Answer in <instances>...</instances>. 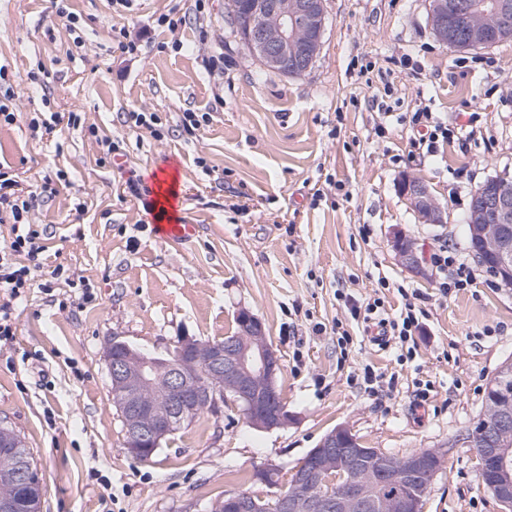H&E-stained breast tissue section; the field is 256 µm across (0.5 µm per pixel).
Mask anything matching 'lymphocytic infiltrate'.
I'll use <instances>...</instances> for the list:
<instances>
[{
    "label": "lymphocytic infiltrate",
    "mask_w": 512,
    "mask_h": 512,
    "mask_svg": "<svg viewBox=\"0 0 512 512\" xmlns=\"http://www.w3.org/2000/svg\"><path fill=\"white\" fill-rule=\"evenodd\" d=\"M409 152L435 154L440 144L454 139L453 129L439 122L428 108L419 107L408 118ZM64 173L44 177L37 186L23 185L11 168L0 164V223L8 225L9 237L0 244V342L15 336L13 303L32 287L52 289L64 273L63 265L47 268L44 254L52 234L48 225L29 220L36 202L59 193Z\"/></svg>",
    "instance_id": "f902f5d3"
}]
</instances>
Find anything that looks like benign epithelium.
Returning a JSON list of instances; mask_svg holds the SVG:
<instances>
[{
	"label": "benign epithelium",
	"mask_w": 512,
	"mask_h": 512,
	"mask_svg": "<svg viewBox=\"0 0 512 512\" xmlns=\"http://www.w3.org/2000/svg\"><path fill=\"white\" fill-rule=\"evenodd\" d=\"M453 7L464 17L463 29L448 30L441 15ZM480 4L474 0H432L430 23L442 44L471 49L492 46L512 36V0H495L486 20L470 19ZM303 27L309 38L294 46V32ZM325 27L324 0H268L259 17L250 23L247 40L268 68L305 73L315 62ZM402 194L427 224L444 223L445 208L428 186L417 179L401 182ZM473 250L485 264L491 262L512 280V181L495 179L491 188L473 192L468 213ZM396 250L409 269L422 272L416 243L400 236ZM238 332L222 344L181 336L163 354L142 351L112 338L105 351L112 403L124 420L125 448L137 456L156 451L176 428L197 414L219 408L230 394L242 406L248 424L260 431L288 426V411L277 385L280 358L268 343L263 322L248 311L237 315ZM512 397L496 399L493 416L470 445L481 448V482L506 509L512 508ZM0 448L14 465L5 476L9 491L0 496V512H16L12 490L30 486L32 469L24 441L7 425H0ZM438 450L394 457L376 448H365L346 427L327 433L294 470L293 490L269 499L226 493L214 504L217 512H421L425 496L421 478L432 482L442 468ZM341 484L334 496L319 489L329 480Z\"/></svg>",
	"instance_id": "1"
}]
</instances>
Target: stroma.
I'll use <instances>...</instances> for the list:
<instances>
[{
    "label": "stroma",
    "mask_w": 512,
    "mask_h": 512,
    "mask_svg": "<svg viewBox=\"0 0 512 512\" xmlns=\"http://www.w3.org/2000/svg\"><path fill=\"white\" fill-rule=\"evenodd\" d=\"M69 4L74 27L52 0H0V69L19 114L0 126V162L27 185L59 171L69 177L32 213L33 223L52 226L46 262L63 265L67 278L14 302V340L0 348V421L34 458L42 512H210L227 493L268 498L339 426L397 457L443 452L422 512H503L466 437L487 385L512 361V287L475 257L465 220L478 185L512 178V39L453 51L431 30L430 0H325L315 63L285 76L243 49L224 0ZM172 8L188 16L174 32L157 23ZM121 28L147 30L138 56L114 48ZM41 69L51 74L45 90L30 79ZM376 100L389 113L373 109ZM421 105L458 139L412 158L405 116ZM131 110L157 113L163 135L126 126ZM187 110L210 115L193 137L176 129ZM40 112L61 116L52 137L29 127ZM98 134L119 142L121 167L99 163ZM164 170L185 197L181 221L198 227L184 243L156 236L153 215L126 191L129 177L148 189ZM405 177L429 186L444 223L422 222L398 189ZM399 234L419 246L423 273L400 262ZM443 242L473 270L471 286L440 293L428 258ZM79 278L91 283V299L69 287ZM406 292L425 315L402 346L374 343L369 324L344 306L348 295L378 299L391 315ZM243 310L263 321L281 357L277 383L293 423L254 430L228 400L151 460L130 458L104 358L112 337L161 353L184 335H233ZM318 323L326 332H315ZM405 347L410 357L398 361ZM367 367L376 375L370 388ZM421 381L431 384L424 401ZM269 463L279 469L274 488L253 477Z\"/></svg>",
    "instance_id": "stroma-1"
}]
</instances>
